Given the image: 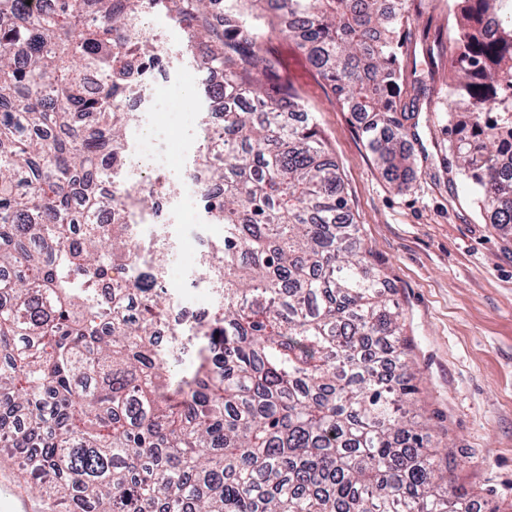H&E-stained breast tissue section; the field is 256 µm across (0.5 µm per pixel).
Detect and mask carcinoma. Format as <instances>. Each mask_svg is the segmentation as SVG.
Segmentation results:
<instances>
[{
    "instance_id": "cac0c4a2",
    "label": "carcinoma",
    "mask_w": 512,
    "mask_h": 512,
    "mask_svg": "<svg viewBox=\"0 0 512 512\" xmlns=\"http://www.w3.org/2000/svg\"><path fill=\"white\" fill-rule=\"evenodd\" d=\"M215 2L0 0V463L68 512H473L414 410L410 344L338 165L266 45L295 40L399 187L393 136L448 52L464 76L448 83V154L511 236L512 0H448L449 44L422 27L424 71L398 52L415 0H276L273 29ZM159 6L224 99V131L193 161L224 225L201 269L220 291L209 325L182 332L184 369L179 342L155 341L164 265L135 268L103 187L126 159L130 62L158 57L139 22ZM110 276L131 287L97 288ZM380 341L395 379L371 359Z\"/></svg>"
}]
</instances>
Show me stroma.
<instances>
[{
  "label": "stroma",
  "mask_w": 512,
  "mask_h": 512,
  "mask_svg": "<svg viewBox=\"0 0 512 512\" xmlns=\"http://www.w3.org/2000/svg\"><path fill=\"white\" fill-rule=\"evenodd\" d=\"M146 19L166 36L168 78L187 101L172 123L180 134L216 112L207 84L221 76L182 86L194 68L182 54L183 29L162 11ZM271 46L282 80L299 93L339 166L371 261L390 282L413 347L417 405L431 433L462 454L452 486L480 512H512V237L483 222L448 168L447 87L435 82L414 136L397 144L409 173L400 189L355 114L337 103L296 44Z\"/></svg>",
  "instance_id": "35a3bbf8"
}]
</instances>
